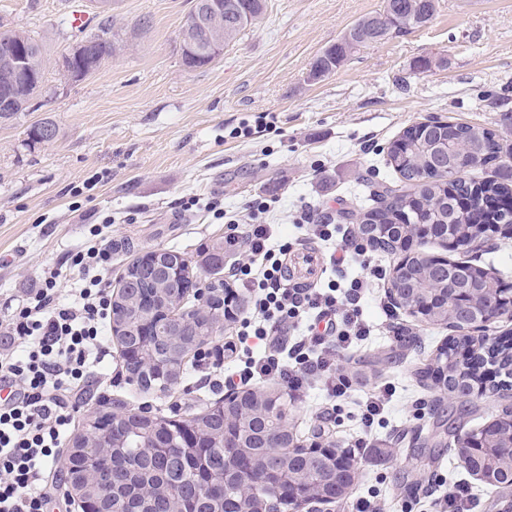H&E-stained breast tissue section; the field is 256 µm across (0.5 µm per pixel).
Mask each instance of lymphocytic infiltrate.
Listing matches in <instances>:
<instances>
[{
	"mask_svg": "<svg viewBox=\"0 0 512 512\" xmlns=\"http://www.w3.org/2000/svg\"><path fill=\"white\" fill-rule=\"evenodd\" d=\"M272 208L270 199L257 198L247 216L227 221L226 249L241 241L249 248L250 263L229 265L228 274L248 288L254 315L224 348L236 356L247 350L248 339H257L263 350L247 358V377L277 380L293 391L319 380L333 397H343L351 381L334 368L330 349L370 335L362 308L367 285L355 280L340 294L289 283L281 261L288 247L274 245L277 228L262 219ZM66 260L79 275L70 297L59 295L57 274L48 270L0 320V512H48L42 469L55 458L89 381L107 373L111 297L105 276L112 243L92 225ZM301 322L305 339H283L288 325Z\"/></svg>",
	"mask_w": 512,
	"mask_h": 512,
	"instance_id": "f902f5d3",
	"label": "lymphocytic infiltrate"
}]
</instances>
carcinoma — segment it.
<instances>
[{
	"label": "carcinoma",
	"instance_id": "obj_1",
	"mask_svg": "<svg viewBox=\"0 0 512 512\" xmlns=\"http://www.w3.org/2000/svg\"><path fill=\"white\" fill-rule=\"evenodd\" d=\"M388 16L379 12L357 20L336 43L327 47L312 64L309 77L319 80L340 67L355 52L388 38L383 28L394 23L409 29L428 22L435 12V0H387ZM232 9L224 11V28L232 31L236 39L248 27L256 24L264 12V0H224ZM90 58L101 62L112 56V16L104 14L99 22V33L88 39ZM39 87L30 86L18 78L9 68L0 66V97L15 98L13 112H0L1 120H8L16 113L34 107ZM57 125L46 118L30 129V137L54 140ZM387 156L398 174V184L380 183L373 192L375 206L357 216L359 223L367 226L368 245L374 250L392 253L405 248L410 240L409 228L414 224H454L455 233L462 240H474L490 229L492 224H512V209H493L491 204L512 199V166L503 164L495 177L477 179L472 172L491 159L504 156L512 158V146L504 144L495 132L470 125L442 122L436 126L417 125L403 132L387 148ZM408 276L436 270L440 276L434 280L443 285L448 281V269L464 271L475 288L487 289L490 298L506 297L505 283L501 278L481 272L466 261H450L431 257L429 264L421 266L403 258ZM202 263L217 275L224 270V241L214 242L202 256ZM178 287L165 291L150 280H137L136 299L126 293L112 300V316L125 334L137 338L141 358L154 355L162 357L164 368L147 369L134 361L128 381L142 390L164 391L186 375V358L193 351L192 338L205 342L216 335L224 315L226 292L224 282L217 279L207 285L208 297L202 307L181 311L182 303L190 290L199 288L190 267L182 269ZM167 308L165 316H155L154 325L145 327L149 314L159 306ZM467 310L466 300L448 290V324L463 332ZM490 357L512 378V346L498 348L495 343L474 339L464 334L441 348L436 355L437 365L443 369V383L448 388L482 381L481 365ZM287 418L284 396H279L271 412L251 420L248 435L251 451L265 461V468L278 469L280 460L288 459L295 474L309 477L306 490L318 493V473L326 468L325 458L315 451L294 444L296 434H291L284 447L271 452L264 447V435L274 421ZM204 421L219 436L224 435V418L195 415L175 422L159 413L140 414L138 419L126 425L123 452L112 455V460L99 459L96 466L112 465L116 482L112 485V501L118 502L125 494L126 482L133 480L152 488L168 487L169 493L155 494L150 498L148 512H172L175 499L185 502L188 512H207L205 501L224 502V512H248V500L241 498L238 486L224 480L226 462L219 448H199L193 452L169 454L165 451L148 454L147 444L158 446L182 441V434L192 430L194 424ZM112 426V412L98 410L94 423L84 426L75 435L73 443L88 439L93 432L103 433ZM335 452L345 460L340 468L338 483H330L324 491L336 496L354 482L352 462L356 455L351 448L335 444ZM455 454L461 467L470 472L474 469L494 474L491 486L512 489V458L499 453L473 456L472 449L459 437ZM257 493L265 500L270 512H277L278 488L259 485Z\"/></svg>",
	"mask_w": 512,
	"mask_h": 512
}]
</instances>
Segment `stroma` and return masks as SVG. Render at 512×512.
<instances>
[{
  "instance_id": "stroma-1",
  "label": "stroma",
  "mask_w": 512,
  "mask_h": 512,
  "mask_svg": "<svg viewBox=\"0 0 512 512\" xmlns=\"http://www.w3.org/2000/svg\"><path fill=\"white\" fill-rule=\"evenodd\" d=\"M382 6L383 0H265L258 24L212 64L189 70L178 35L191 0H112L117 51L72 82L61 60L95 28L74 29L69 16L94 14L91 0H0V29L25 31L44 44L38 110L0 121V318L46 269L61 268L60 287L71 288L77 273L64 267V256L104 217L112 219L116 286L147 250L176 249L193 264L227 235L223 219L205 208L210 200L231 212L277 196L269 220L288 243L292 282L320 287L333 280L344 287L362 275L371 283L363 302L371 337L336 352L352 378L350 396L330 399L315 383L291 398L288 423L302 444L352 448L367 441L351 501L376 493L385 512H430L426 490L442 492L463 480L475 494L474 512H512V489L490 487L450 450L456 436L511 410L512 398L487 391L451 396L434 379H419L456 333L391 305L387 288L397 256L370 250L365 265L334 273L327 246L296 222L307 205L339 214L369 207L370 182L397 181L385 147L412 125L464 123L512 144V0H436L424 26L361 49L329 76L309 80L317 55ZM426 59L431 69H421ZM45 118L57 125V138L30 145V127ZM244 124L251 129L246 138L238 134ZM192 196L199 206L181 210V199ZM485 248L480 255L432 240L421 251L512 273V235L489 232ZM233 293L234 319L204 346L215 373L230 366L224 345L250 308L246 288ZM387 382L395 389L391 408L363 436L358 405ZM223 398V390L198 388L188 377L169 391L144 393L113 370L93 383L60 448L71 447L91 408L120 402L182 420ZM351 501L340 512H351Z\"/></svg>"
}]
</instances>
